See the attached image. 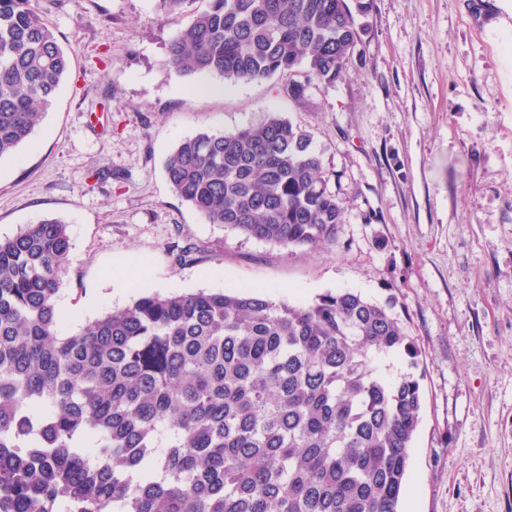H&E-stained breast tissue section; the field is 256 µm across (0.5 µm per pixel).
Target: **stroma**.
Returning <instances> with one entry per match:
<instances>
[{
	"label": "stroma",
	"mask_w": 512,
	"mask_h": 512,
	"mask_svg": "<svg viewBox=\"0 0 512 512\" xmlns=\"http://www.w3.org/2000/svg\"><path fill=\"white\" fill-rule=\"evenodd\" d=\"M373 0L350 76L166 75L181 24L159 0H39L71 66L31 139L0 159V236L68 226L62 332L143 291L249 287L295 305L349 289L421 350L401 512H512V0ZM277 114L313 136L345 222L330 249L211 224L173 191L170 150ZM197 259L175 264L173 245Z\"/></svg>",
	"instance_id": "stroma-1"
}]
</instances>
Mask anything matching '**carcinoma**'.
I'll list each match as a JSON object with an SVG mask.
<instances>
[{"instance_id": "1", "label": "carcinoma", "mask_w": 512, "mask_h": 512, "mask_svg": "<svg viewBox=\"0 0 512 512\" xmlns=\"http://www.w3.org/2000/svg\"><path fill=\"white\" fill-rule=\"evenodd\" d=\"M186 23L161 71L226 82L348 75L372 0H159ZM38 0H0V158L68 71ZM211 224L285 248L336 244L344 210L311 134L279 116L199 132L165 160ZM64 221L0 237V512H400L421 354L391 308L241 289L133 302L61 332Z\"/></svg>"}]
</instances>
